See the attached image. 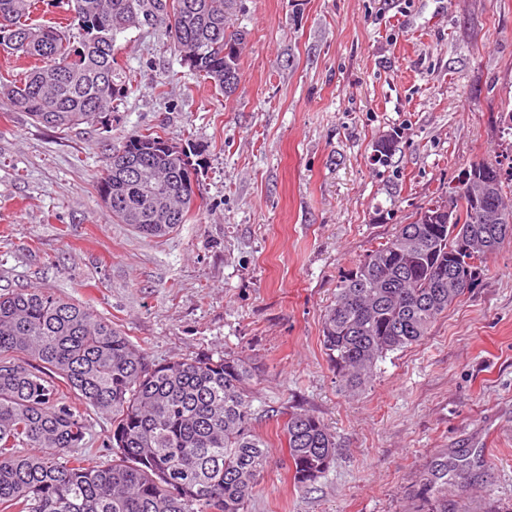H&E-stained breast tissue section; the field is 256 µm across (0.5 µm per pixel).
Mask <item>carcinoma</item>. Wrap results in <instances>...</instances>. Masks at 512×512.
Returning <instances> with one entry per match:
<instances>
[{
    "mask_svg": "<svg viewBox=\"0 0 512 512\" xmlns=\"http://www.w3.org/2000/svg\"><path fill=\"white\" fill-rule=\"evenodd\" d=\"M41 0H0V49L33 60L0 81L3 97L53 130L103 123L135 82L117 53L131 29L164 31L183 66L229 97L240 78L245 33L229 23L236 0H67L66 22L36 25ZM398 134L382 135L385 164ZM153 127L127 137L96 182L117 224L155 238L193 217L198 168L169 158ZM472 184L401 224L336 285L322 323V347L346 390H358L377 362L426 336L485 260L512 238V166L481 161ZM169 212L153 210L152 195ZM259 369L243 356L202 355L147 362L128 336L86 305L45 288L0 293V512H247L272 458L255 431L249 389ZM112 416V462H89L85 419L68 396ZM293 481L310 485L336 461L334 434L296 410L283 424ZM19 447L41 452L19 456ZM66 457L61 462L59 458Z\"/></svg>",
    "mask_w": 512,
    "mask_h": 512,
    "instance_id": "obj_1",
    "label": "carcinoma"
}]
</instances>
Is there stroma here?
<instances>
[{
  "label": "stroma",
  "instance_id": "1",
  "mask_svg": "<svg viewBox=\"0 0 512 512\" xmlns=\"http://www.w3.org/2000/svg\"><path fill=\"white\" fill-rule=\"evenodd\" d=\"M231 21L246 34L232 96L131 30L117 46L136 82L111 122L54 131L0 99V293L86 304L156 364L251 358L273 461L248 512H421L441 460L448 512H512V240L362 389L338 385L320 343L341 275L472 164L512 156V0H239ZM156 126L202 163L199 218L164 238L113 222L94 188ZM294 410L340 445L308 486L282 433ZM79 411L86 453L110 464L111 417Z\"/></svg>",
  "mask_w": 512,
  "mask_h": 512
}]
</instances>
